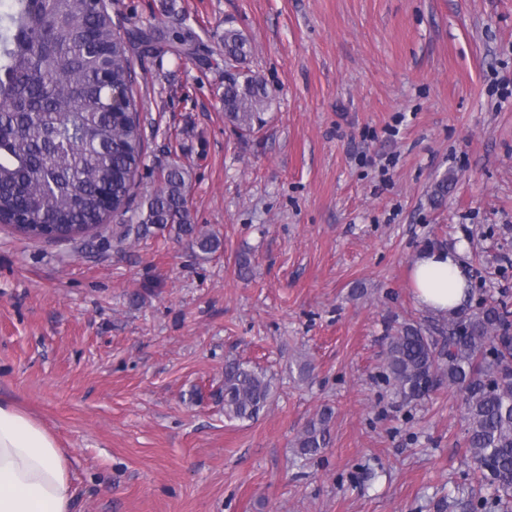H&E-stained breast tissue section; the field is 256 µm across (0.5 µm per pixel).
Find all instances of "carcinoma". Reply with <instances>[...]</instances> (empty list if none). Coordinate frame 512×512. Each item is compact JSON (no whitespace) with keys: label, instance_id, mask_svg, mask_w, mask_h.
I'll return each mask as SVG.
<instances>
[{"label":"carcinoma","instance_id":"cac0c4a2","mask_svg":"<svg viewBox=\"0 0 512 512\" xmlns=\"http://www.w3.org/2000/svg\"><path fill=\"white\" fill-rule=\"evenodd\" d=\"M224 118L242 134L263 125L271 100L247 67L251 44L225 21ZM121 98L112 111V93ZM145 159L141 112L133 91L127 42L108 4L90 0H11L0 14V224L29 239L82 240L101 236L112 213L128 212ZM189 172L167 167L162 184L146 197L134 224L114 235L136 242L155 229L189 237L205 254L220 238L190 222ZM446 344L432 331L405 324L384 353L385 379L401 404H415L430 390L431 376L463 394L469 463L483 481L493 477L497 494L476 508H509L512 492V308L484 304L448 320ZM273 396L266 372L242 361L224 363L220 389L224 417L253 420ZM333 411L326 407L296 437L295 457L309 461L329 446Z\"/></svg>","mask_w":512,"mask_h":512}]
</instances>
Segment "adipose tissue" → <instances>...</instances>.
<instances>
[{"label": "adipose tissue", "mask_w": 512, "mask_h": 512, "mask_svg": "<svg viewBox=\"0 0 512 512\" xmlns=\"http://www.w3.org/2000/svg\"><path fill=\"white\" fill-rule=\"evenodd\" d=\"M418 305L438 316L470 299L466 248H425L412 263ZM75 489L68 461L37 420L0 402V512H71Z\"/></svg>", "instance_id": "obj_1"}]
</instances>
